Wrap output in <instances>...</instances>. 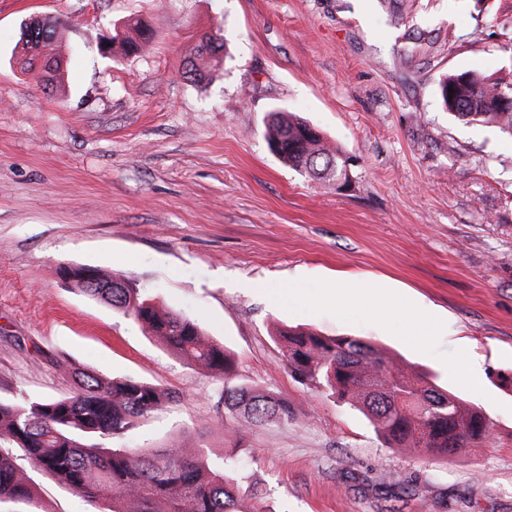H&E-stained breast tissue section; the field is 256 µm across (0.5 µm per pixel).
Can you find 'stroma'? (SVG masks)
Masks as SVG:
<instances>
[{
  "label": "stroma",
  "mask_w": 512,
  "mask_h": 512,
  "mask_svg": "<svg viewBox=\"0 0 512 512\" xmlns=\"http://www.w3.org/2000/svg\"><path fill=\"white\" fill-rule=\"evenodd\" d=\"M512 0H0V400L69 395L50 361L164 386L177 404L115 440L185 442L241 456L273 512H512V139L443 112L448 70L499 73ZM54 23L63 77L20 70L30 19ZM144 20L146 53L111 60L115 26ZM226 39L207 84L187 82L204 32ZM305 119L350 157L347 190L283 165L268 112ZM66 265L154 293L236 354L246 384L288 403V423L224 432L221 381L132 318L76 289ZM345 281L388 304L345 315ZM297 283L307 309L270 301ZM431 316L422 331L414 316ZM369 341L480 408L486 445L448 458L390 448L330 391L287 371L276 333ZM39 512H98L30 464Z\"/></svg>",
  "instance_id": "obj_1"
}]
</instances>
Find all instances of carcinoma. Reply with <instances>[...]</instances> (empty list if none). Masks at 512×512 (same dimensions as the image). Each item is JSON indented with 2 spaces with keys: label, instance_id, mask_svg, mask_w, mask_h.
Segmentation results:
<instances>
[{
  "label": "carcinoma",
  "instance_id": "1",
  "mask_svg": "<svg viewBox=\"0 0 512 512\" xmlns=\"http://www.w3.org/2000/svg\"><path fill=\"white\" fill-rule=\"evenodd\" d=\"M152 40L151 28L142 22L112 36V43L126 56L144 53ZM21 41L22 71H33L42 57L52 61L45 86L61 79L62 57L56 51L53 24L31 20ZM223 49L221 36L203 34L183 72L186 80H208ZM437 94L452 117L512 138V79L448 71L438 80ZM265 138L272 153L295 171L332 186L351 182L348 158L307 122L274 110L265 123ZM57 274L65 287L110 304L165 347L224 382V408L238 425L293 419L287 404L239 381L229 349L207 337L192 320L162 308L132 280L81 265L62 266ZM279 336L285 345V366L299 383L327 388L362 411L389 445L446 458L462 448H481L489 439L490 427L480 409L420 373L393 366L362 339L290 329ZM52 362L73 381L68 396L0 400V505L35 503L19 459L86 501L105 502L102 512H246L242 497H259L241 459L215 464L198 446L155 450L108 445L175 402L172 392L137 379L104 378L63 356H53ZM401 390L406 393L403 401L398 400Z\"/></svg>",
  "mask_w": 512,
  "mask_h": 512
}]
</instances>
